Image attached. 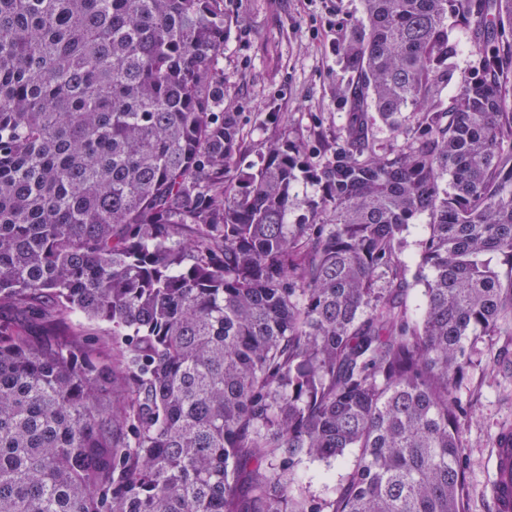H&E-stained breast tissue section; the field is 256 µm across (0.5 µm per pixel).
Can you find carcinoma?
Wrapping results in <instances>:
<instances>
[{
    "label": "carcinoma",
    "mask_w": 512,
    "mask_h": 512,
    "mask_svg": "<svg viewBox=\"0 0 512 512\" xmlns=\"http://www.w3.org/2000/svg\"><path fill=\"white\" fill-rule=\"evenodd\" d=\"M361 6L344 136L244 172L224 0H0V512H462L465 341L512 328V0ZM448 31L451 37L462 46V52L455 61L456 77L458 81L465 80L471 74V66L475 59L469 31L467 27L453 19H448ZM293 193L297 197L298 203L288 213V223L300 224L304 221L307 214L303 202L307 199L316 198L319 194V189L312 182L299 179L294 186ZM426 218L424 216L417 217L413 224H410L409 230L405 234L406 247L404 255L408 262L407 279L411 284L408 296V305L412 311L423 306V290L424 285L421 281V269L419 267V255L421 252V244L427 237ZM352 459V451L349 450L346 452L344 458L339 462H306L299 477L301 481L306 482V485L304 486H307V490H309L311 494L322 496L326 492V486L324 483L326 482L329 485L339 483L340 480L348 473ZM326 476L331 477L332 481L329 482L325 478Z\"/></svg>",
    "instance_id": "cac0c4a2"
}]
</instances>
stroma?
Returning a JSON list of instances; mask_svg holds the SVG:
<instances>
[{"label": "stroma", "instance_id": "obj_1", "mask_svg": "<svg viewBox=\"0 0 512 512\" xmlns=\"http://www.w3.org/2000/svg\"><path fill=\"white\" fill-rule=\"evenodd\" d=\"M235 25L224 46V107L239 113L243 164L257 162L280 131L313 144L342 136L339 47L361 17L360 0H224ZM283 115L282 127L266 122ZM426 219L406 233L408 305H423L419 255ZM472 364L457 388L469 406L463 427V512H493L491 450L500 426L512 425V331L468 340Z\"/></svg>", "mask_w": 512, "mask_h": 512}]
</instances>
